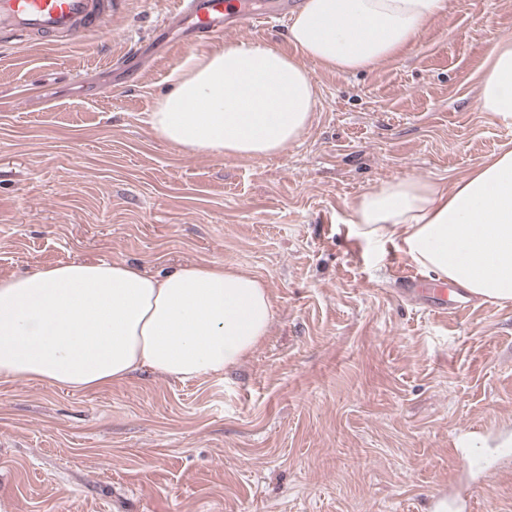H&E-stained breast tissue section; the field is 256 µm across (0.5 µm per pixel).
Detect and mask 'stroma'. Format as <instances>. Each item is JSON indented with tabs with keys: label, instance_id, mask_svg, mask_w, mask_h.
Masks as SVG:
<instances>
[{
	"label": "stroma",
	"instance_id": "35a3bbf8",
	"mask_svg": "<svg viewBox=\"0 0 512 512\" xmlns=\"http://www.w3.org/2000/svg\"><path fill=\"white\" fill-rule=\"evenodd\" d=\"M170 10L125 0L63 49L0 42V276L224 263L265 282L269 333L192 380L0 379V512H433L469 462L456 438L512 430V303L446 320L399 300L391 269L407 257L346 218L380 182L449 186L512 143L477 102L512 0H451L399 55L354 73L298 57L284 23L226 34L298 57L317 90L302 138L257 159L189 154L151 130L178 68L219 45L141 68L132 51ZM470 481L469 512H512V459Z\"/></svg>",
	"mask_w": 512,
	"mask_h": 512
}]
</instances>
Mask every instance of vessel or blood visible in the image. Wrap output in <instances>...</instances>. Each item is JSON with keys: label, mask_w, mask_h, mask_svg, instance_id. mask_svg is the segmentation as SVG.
I'll return each instance as SVG.
<instances>
[{"label": "vessel or blood", "mask_w": 512, "mask_h": 512, "mask_svg": "<svg viewBox=\"0 0 512 512\" xmlns=\"http://www.w3.org/2000/svg\"><path fill=\"white\" fill-rule=\"evenodd\" d=\"M123 3L124 0H0V32L10 35L17 49L61 34L73 39L91 29H105L120 14ZM293 6V0H275L266 10L254 8L252 0H173L169 15L157 26L156 38L161 48L170 49L174 45L172 31L183 26L196 39L220 41L227 33L286 17ZM393 286L399 297L423 300L428 311L445 318L461 315L472 306L462 288L428 282L410 268L396 270Z\"/></svg>", "instance_id": "1"}]
</instances>
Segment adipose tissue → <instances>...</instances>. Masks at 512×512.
<instances>
[{
	"mask_svg": "<svg viewBox=\"0 0 512 512\" xmlns=\"http://www.w3.org/2000/svg\"><path fill=\"white\" fill-rule=\"evenodd\" d=\"M450 0H304L289 25L302 55L350 73L410 46ZM317 103L307 71L270 46L189 57L148 123L187 152L262 158L308 130ZM478 105L512 126V38L485 63ZM368 242L398 241L413 262L482 300L512 303V147L452 188L384 181L351 205ZM272 300L257 276L221 263L153 274L122 261H72L0 278V378L74 390L142 371L190 380L233 367L267 336Z\"/></svg>",
	"mask_w": 512,
	"mask_h": 512,
	"instance_id": "ef3b65f1",
	"label": "adipose tissue"
}]
</instances>
